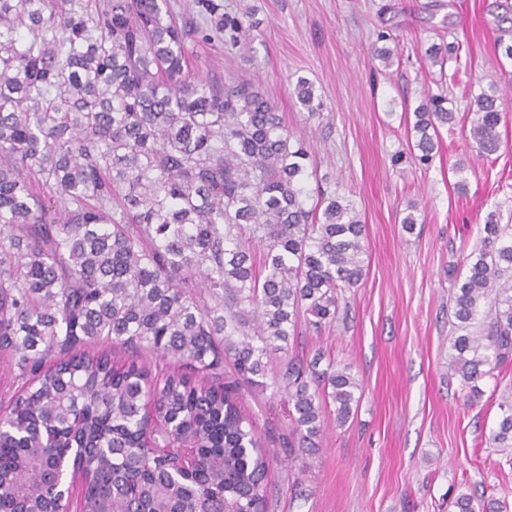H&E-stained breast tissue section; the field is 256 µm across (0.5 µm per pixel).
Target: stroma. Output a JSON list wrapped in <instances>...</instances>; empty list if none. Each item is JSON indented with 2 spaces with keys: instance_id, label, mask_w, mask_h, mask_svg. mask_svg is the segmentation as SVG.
<instances>
[{
  "instance_id": "1",
  "label": "stroma",
  "mask_w": 512,
  "mask_h": 512,
  "mask_svg": "<svg viewBox=\"0 0 512 512\" xmlns=\"http://www.w3.org/2000/svg\"><path fill=\"white\" fill-rule=\"evenodd\" d=\"M229 13L252 12L247 44L202 40L207 17L198 0H169L195 28L186 46L200 76L227 82L247 75L274 99L294 139L303 143L315 176L309 188H341L366 226L368 270L335 322L301 323L288 348L268 357V374L288 358L323 351L360 385L361 398L344 425L326 412V434L310 450L288 447V402L243 389L264 441L288 457L300 485L273 476L269 512H455L459 494L506 499L512 506V452L490 435L501 417L500 385H512V364L480 381L468 401L448 379L453 279L480 241L489 211L512 219V61L494 49L497 0H218ZM399 40V60L384 68L371 46L378 31ZM459 43V83L452 108L466 113L463 87L496 86L505 143L484 159L460 134L422 164L410 152L406 116L439 93L440 67L431 45ZM322 103L309 117L296 101L298 79ZM464 172H456L457 164ZM468 183L458 194V180ZM421 205L405 231L409 201Z\"/></svg>"
}]
</instances>
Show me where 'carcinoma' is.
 Wrapping results in <instances>:
<instances>
[{
  "label": "carcinoma",
  "mask_w": 512,
  "mask_h": 512,
  "mask_svg": "<svg viewBox=\"0 0 512 512\" xmlns=\"http://www.w3.org/2000/svg\"><path fill=\"white\" fill-rule=\"evenodd\" d=\"M201 7L224 44L249 38V16ZM500 22L512 60V5ZM189 34L168 0H0V373L17 386L0 411V512H50L58 474L43 464L75 449L81 512H268L281 461L241 385L291 402V449L316 447L328 404L342 425L359 401L321 350L269 382L264 358L300 314L317 330L336 319L366 275L365 225L336 190L307 208L302 143L251 80L193 76ZM294 93L316 114L308 80ZM469 111L466 139L497 153L496 91ZM414 117L425 164L457 115L440 94ZM481 233L448 362L471 399L512 357V225L491 211ZM500 409L491 440L512 448L511 386ZM454 506L507 512L470 494Z\"/></svg>",
  "instance_id": "cac0c4a2"
}]
</instances>
